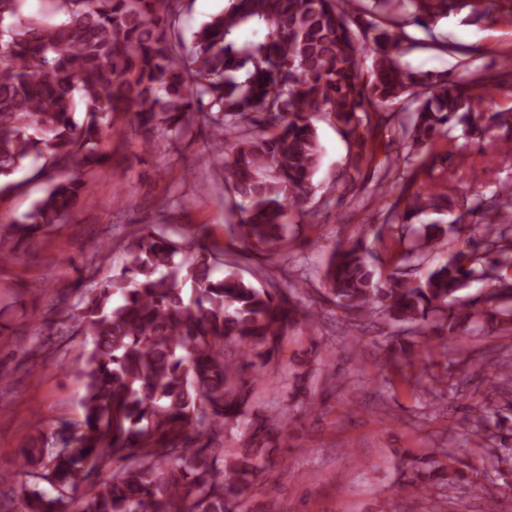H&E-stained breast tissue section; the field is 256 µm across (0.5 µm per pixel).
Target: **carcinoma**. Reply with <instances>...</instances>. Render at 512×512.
<instances>
[{
  "mask_svg": "<svg viewBox=\"0 0 512 512\" xmlns=\"http://www.w3.org/2000/svg\"><path fill=\"white\" fill-rule=\"evenodd\" d=\"M0 0V177L30 166L50 186L22 219L0 234V265L20 241L63 223L87 190L112 115L131 112L138 127L171 144L198 139V161L218 163L233 190L235 227L247 246L272 253L288 213L308 202L322 150L314 112L329 116L364 160L371 133L390 122L387 108L416 104L405 133L419 148L450 128H506L511 112H470L463 79L406 72L401 38L350 18L354 0H230L186 41L183 0ZM421 13H449L457 0H407ZM361 27L356 34L352 24ZM372 59L364 79L361 59ZM473 207L463 248L411 281L393 270L377 279L368 239L404 238L405 227L445 195L399 197L387 224H369L331 253L326 300L349 328L367 321L435 334L512 331V190ZM454 224H423L418 248L437 247ZM487 285L476 297L459 292ZM299 285L257 288L192 229L178 237L161 225L130 236L122 267L59 310L85 340L82 417L24 449L12 484L13 508L0 512H233L264 470L267 450L290 416L254 415L248 370L258 372L298 324ZM432 349L391 339L400 369ZM240 445L224 448V435ZM447 482L439 470L407 485L428 494Z\"/></svg>",
  "mask_w": 512,
  "mask_h": 512,
  "instance_id": "1",
  "label": "carcinoma"
}]
</instances>
